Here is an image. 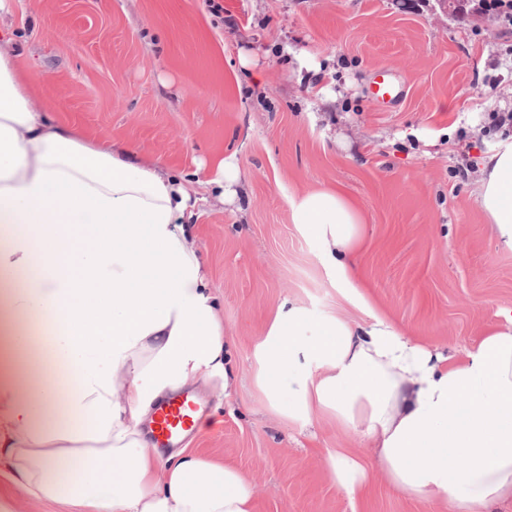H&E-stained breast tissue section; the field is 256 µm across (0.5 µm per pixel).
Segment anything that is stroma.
I'll list each match as a JSON object with an SVG mask.
<instances>
[{"instance_id": "35a3bbf8", "label": "stroma", "mask_w": 512, "mask_h": 512, "mask_svg": "<svg viewBox=\"0 0 512 512\" xmlns=\"http://www.w3.org/2000/svg\"><path fill=\"white\" fill-rule=\"evenodd\" d=\"M11 0L5 22L58 121L140 147L200 181L195 233L232 337L229 397L201 388L215 424L188 450L242 469L256 512H448L394 491L359 433L282 420L253 382V349L282 297L315 318L387 315L413 339L460 356L512 311V252L476 197L478 160L512 112V27L437 0ZM403 88L379 106V69ZM235 156L231 202L205 184ZM339 188L363 217L361 309L334 287L289 209ZM349 448L370 471L351 497L324 466Z\"/></svg>"}]
</instances>
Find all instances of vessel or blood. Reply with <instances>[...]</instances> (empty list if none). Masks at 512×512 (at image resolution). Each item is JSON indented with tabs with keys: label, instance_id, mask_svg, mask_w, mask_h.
Segmentation results:
<instances>
[{
	"label": "vessel or blood",
	"instance_id": "obj_1",
	"mask_svg": "<svg viewBox=\"0 0 512 512\" xmlns=\"http://www.w3.org/2000/svg\"><path fill=\"white\" fill-rule=\"evenodd\" d=\"M402 88L389 71H381L374 82L372 98L384 105L399 99ZM201 408L200 401L192 394L182 392L169 396L154 409L151 433L155 444L163 450L180 447L195 432V416Z\"/></svg>",
	"mask_w": 512,
	"mask_h": 512
}]
</instances>
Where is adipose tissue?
<instances>
[{
    "mask_svg": "<svg viewBox=\"0 0 512 512\" xmlns=\"http://www.w3.org/2000/svg\"><path fill=\"white\" fill-rule=\"evenodd\" d=\"M18 58L0 52V512L23 498L74 512H256L236 466L161 455L143 429L163 398L235 379L183 177L55 122ZM480 171L478 202L512 250V134ZM289 206L332 284L365 305L356 205L328 186ZM253 357L272 411L361 432L397 491L448 512L512 500V325L454 358L378 313L315 319L286 298ZM325 459L348 495L368 485L356 455Z\"/></svg>",
    "mask_w": 512,
    "mask_h": 512,
    "instance_id": "adipose-tissue-1",
    "label": "adipose tissue"
}]
</instances>
